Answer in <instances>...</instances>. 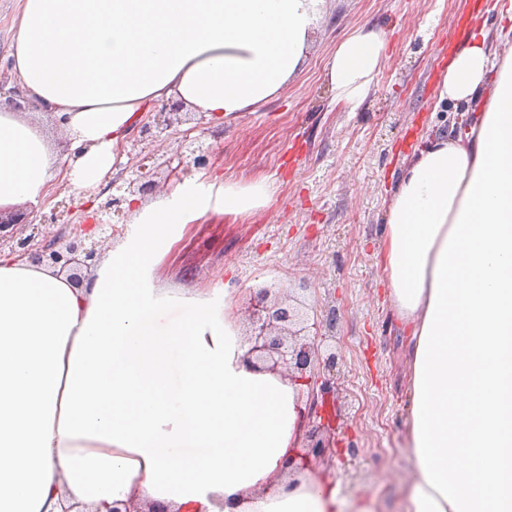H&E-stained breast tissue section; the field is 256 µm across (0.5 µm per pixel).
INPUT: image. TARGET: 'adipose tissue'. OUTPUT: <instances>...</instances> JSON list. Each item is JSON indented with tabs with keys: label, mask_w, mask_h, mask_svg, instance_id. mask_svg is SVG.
Returning a JSON list of instances; mask_svg holds the SVG:
<instances>
[{
	"label": "adipose tissue",
	"mask_w": 512,
	"mask_h": 512,
	"mask_svg": "<svg viewBox=\"0 0 512 512\" xmlns=\"http://www.w3.org/2000/svg\"><path fill=\"white\" fill-rule=\"evenodd\" d=\"M322 3L24 0L10 58L33 109L0 108V207L45 204L59 177L99 185L153 103L218 126L277 97L303 68ZM387 52L372 29L340 41L326 67L336 102L359 105ZM440 97L474 103L476 118L413 155L380 253L410 344L404 512H512V49L477 28ZM271 196L266 181L203 171L133 198L125 234L79 288L0 259V512H60L65 497L341 512L329 481L300 474L283 488L303 391L242 366L232 290L165 288L156 274L189 224Z\"/></svg>",
	"instance_id": "obj_1"
}]
</instances>
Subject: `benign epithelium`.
Here are the masks:
<instances>
[{
    "label": "benign epithelium",
    "instance_id": "benign-epithelium-1",
    "mask_svg": "<svg viewBox=\"0 0 512 512\" xmlns=\"http://www.w3.org/2000/svg\"><path fill=\"white\" fill-rule=\"evenodd\" d=\"M23 96L19 87L0 81V104L21 109ZM181 105L176 101L160 104L147 122L137 125L136 133L128 137L123 152L135 161L131 177H115L110 186L116 193L98 203L93 214L83 224H71L68 217L82 210L74 199L56 202L47 213L40 215V223L32 220L36 207L25 204L21 208L0 207V257L4 255L28 259L37 264H47L68 273L80 283L79 272L91 267L101 254V246L114 236L112 225L102 223V215L122 211V205L133 196H143L159 187H167L181 180L189 166L200 168L208 163L209 149L202 146L190 150L189 155L176 152L177 165L166 164L163 183L153 180L147 165L150 156L143 154L142 145L170 137V131L182 122ZM247 352L242 364L254 372H269L291 381L310 382L308 408L304 409L307 451L301 457H288L285 471L293 473L305 466V458H320L330 451L329 439L323 437L331 431L323 413L327 400L336 398V382L323 373L336 369V353L328 341L336 327V316L308 323L297 298L286 288L272 294L270 288H258L250 293L246 302ZM107 512H167L158 503L138 504L130 499L123 505L107 507Z\"/></svg>",
    "mask_w": 512,
    "mask_h": 512
}]
</instances>
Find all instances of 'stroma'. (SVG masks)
<instances>
[{
	"instance_id": "obj_1",
	"label": "stroma",
	"mask_w": 512,
	"mask_h": 512,
	"mask_svg": "<svg viewBox=\"0 0 512 512\" xmlns=\"http://www.w3.org/2000/svg\"><path fill=\"white\" fill-rule=\"evenodd\" d=\"M486 0H325L307 64L288 88L201 140L208 170L228 182L264 179L268 206L191 224L159 267L172 288L234 291L285 284L336 311V453L312 472L341 497H367L376 512H402L411 463L402 448L410 409L406 329L378 263L387 208L414 148L467 125L472 105L439 101L448 41L458 27L496 33ZM384 34L386 59L356 108L334 101L325 78L337 44L359 27Z\"/></svg>"
}]
</instances>
